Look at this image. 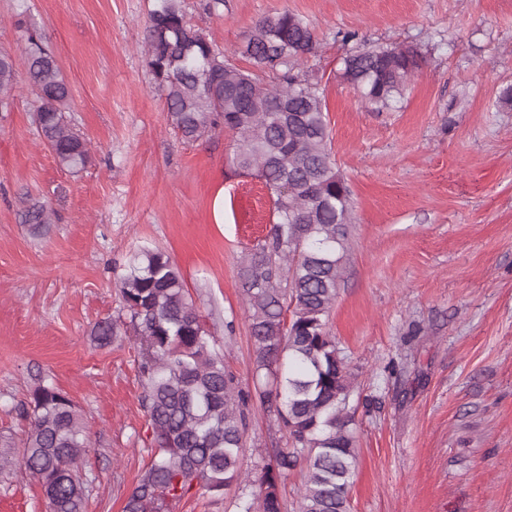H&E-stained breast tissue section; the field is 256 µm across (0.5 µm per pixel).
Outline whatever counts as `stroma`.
Listing matches in <instances>:
<instances>
[{
  "mask_svg": "<svg viewBox=\"0 0 512 512\" xmlns=\"http://www.w3.org/2000/svg\"><path fill=\"white\" fill-rule=\"evenodd\" d=\"M182 0L230 56L287 9L319 48L332 153L354 200L350 250L328 327L357 375L350 399L359 461L350 512H512V0ZM153 0H0V50L21 58L25 16L71 88L89 142L79 171L41 144L31 98L0 112V456L23 453L19 414L40 381L74 402L89 436L84 512H123L150 459L134 338L120 278L148 247L180 270L242 389L255 348L238 278L275 220L260 181L236 174L232 135L184 140L144 54ZM355 32L345 43L342 33ZM413 45L426 63L392 107L372 111L340 76L357 45ZM224 196V221L213 201ZM46 203L52 223L22 221ZM112 319L108 345L94 335ZM243 468L214 494L194 486L175 512H241L287 434L251 399ZM0 512H50L38 480L0 472Z\"/></svg>",
  "mask_w": 512,
  "mask_h": 512,
  "instance_id": "1",
  "label": "stroma"
}]
</instances>
